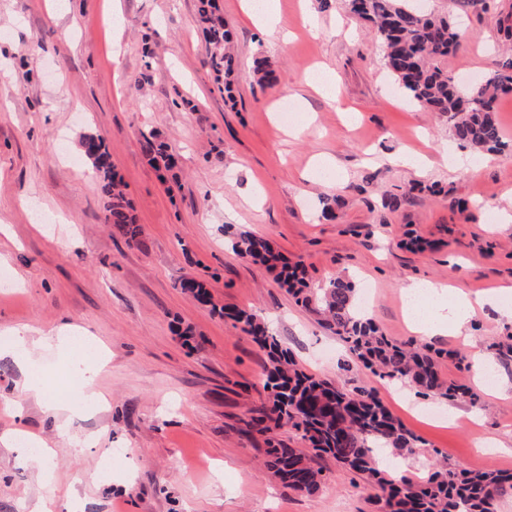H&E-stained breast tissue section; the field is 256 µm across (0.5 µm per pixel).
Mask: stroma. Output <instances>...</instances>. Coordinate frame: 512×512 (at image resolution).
<instances>
[{"label": "stroma", "mask_w": 512, "mask_h": 512, "mask_svg": "<svg viewBox=\"0 0 512 512\" xmlns=\"http://www.w3.org/2000/svg\"><path fill=\"white\" fill-rule=\"evenodd\" d=\"M459 18L450 76L478 81L506 54L500 25L512 0H419ZM233 29L236 103L207 64L196 0H0V344L13 329L72 327L105 351L101 404L71 402L65 435L44 406L23 399L21 366L0 356V403L22 400V420L0 412V434L22 428L51 448L33 464L21 442L0 445V512H29L55 496L56 512H371L363 477L320 459L312 494L285 487L264 464L262 438L243 421L261 395L267 357L211 305L261 316L307 372L348 390H376L424 442L398 457L414 478L435 462L457 470L512 472V360L495 384L474 381L463 345L494 354L512 321L485 308L465 340L432 338L445 350L444 378L472 387L477 403L426 397L382 381L295 303L265 266L238 256L229 233L267 239L303 260L312 287L336 277L370 287L366 311L385 336L413 338L401 289L413 279L465 291L512 285V222L498 211L512 192V93L501 96L505 147L480 167L440 115L409 102L390 78L379 33L356 20L349 0H277L289 37L247 19L242 0H218ZM153 56H144L143 39ZM268 59L271 86L252 77ZM329 68L338 100L308 81ZM102 137L144 230L127 243L105 222L104 199L84 134ZM176 160L164 176L147 147ZM423 156L421 171L398 163ZM468 153L478 171L452 164ZM437 185L438 194L414 184ZM339 194L335 218L320 199ZM206 283L211 305L181 279ZM79 350L37 351L31 363L49 395L69 399ZM499 450H491V443Z\"/></svg>", "instance_id": "stroma-1"}]
</instances>
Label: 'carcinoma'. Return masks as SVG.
<instances>
[{
    "label": "carcinoma",
    "instance_id": "1",
    "mask_svg": "<svg viewBox=\"0 0 512 512\" xmlns=\"http://www.w3.org/2000/svg\"><path fill=\"white\" fill-rule=\"evenodd\" d=\"M351 12L373 23L384 46L389 73L407 97L430 112L448 119L457 141L477 151L501 150L497 117L499 96L512 92V57L499 61L485 81L465 87L448 76L439 61L457 48V34L451 18L427 14L410 0H350ZM198 24L204 34L208 63L229 100H235L237 81L233 53L234 35L224 21L216 0H198ZM257 85L264 88L272 80L267 62L258 59L253 71ZM84 157L91 161L101 191L106 197L105 223L129 243L143 244V229L137 224L130 201L121 190L120 178L109 160L101 138L87 135L81 142ZM150 161L169 169L174 160L167 146H151ZM243 258L269 265L296 302L315 304L325 325L347 344L351 356L381 380L407 381L423 395L456 402L476 400L469 388L440 376L438 359L445 352L418 346L412 340L394 341L373 321L358 311L357 288L350 281L333 278L312 290L303 264L290 266L282 261L271 243L251 233L241 232L232 242ZM181 288L210 306L213 316L229 318L266 352L268 362L261 376L265 399L249 410L245 434L267 438L265 464L288 489L312 493L322 480L315 459L329 456L342 466L366 475L378 493L375 512H496L497 501L512 493V474L467 472L440 464L429 477L415 482L405 476L394 483L379 467L377 451L393 448L413 454L420 438L397 419L376 392L344 387L306 372L283 348L266 325L246 310L228 312L214 304L206 286L187 279ZM290 426L304 442L292 448L276 441L274 429Z\"/></svg>",
    "mask_w": 512,
    "mask_h": 512
}]
</instances>
